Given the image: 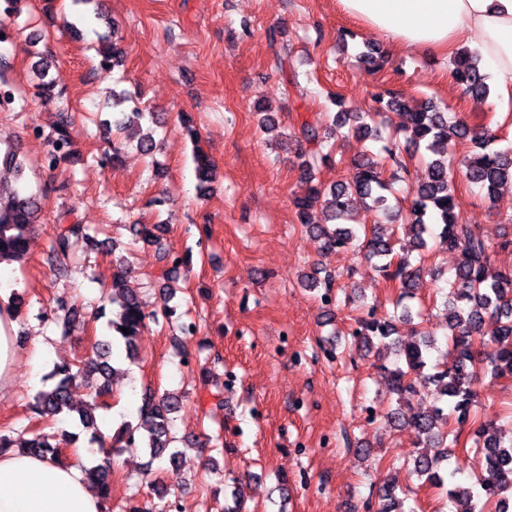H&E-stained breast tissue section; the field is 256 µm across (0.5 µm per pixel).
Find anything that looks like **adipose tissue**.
<instances>
[{
	"label": "adipose tissue",
	"mask_w": 512,
	"mask_h": 512,
	"mask_svg": "<svg viewBox=\"0 0 512 512\" xmlns=\"http://www.w3.org/2000/svg\"><path fill=\"white\" fill-rule=\"evenodd\" d=\"M393 52L449 55L476 44L481 66L502 92L512 91V0H339ZM17 315L0 304V392L17 367ZM89 455L78 448L63 463L21 453L0 455V512H102L85 474Z\"/></svg>",
	"instance_id": "ef3b65f1"
}]
</instances>
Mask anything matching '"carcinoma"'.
<instances>
[{
  "instance_id": "carcinoma-1",
  "label": "carcinoma",
  "mask_w": 512,
  "mask_h": 512,
  "mask_svg": "<svg viewBox=\"0 0 512 512\" xmlns=\"http://www.w3.org/2000/svg\"><path fill=\"white\" fill-rule=\"evenodd\" d=\"M103 15L96 12L83 15V22L93 26V43L101 56V69L109 72L123 58L116 27H97ZM39 83L36 95L44 100L58 97L53 80L49 79L50 64L44 57L37 62ZM453 76L472 96L489 93L486 77L477 67V55L462 50L453 60ZM377 102L399 110L407 116L404 128L406 143L414 150L431 151L436 158L428 162L429 177L409 192V196L391 203L388 193L391 183L384 178L382 165L370 156L355 162L356 173L352 181L324 187L316 181L317 167L331 159L325 142L341 129L362 139L380 137L374 114L366 112H339L334 127L328 133L305 121L298 132L300 183L305 193L295 197L293 205L300 224L321 238L328 249L345 250L357 247L374 262L383 273L385 281L401 289L395 307L400 314L378 313L377 308H367L366 315L355 319L356 327L350 330L357 345L370 348L379 345L397 352L403 364L389 368L380 366L387 374L390 390L397 395V407L388 417L413 430L416 444L422 446L413 459L414 471L431 485L443 488L447 500L454 505L452 512H509L512 493V436L492 426L477 422L475 381L482 375L494 379L512 378V265L494 273L489 272L491 234L479 224H460L456 219V190L449 176L450 162L455 159L457 146L470 144L461 156L460 170L464 181L479 188L489 199L503 184L512 182V153L491 147L492 138L469 129L459 120H448L447 113L432 100L411 105L394 91L379 96ZM150 120L159 124L158 118L143 106L120 112L114 125L124 130L131 125L142 126ZM71 120L63 112L50 137V150L45 163L54 167L75 153V142L70 132ZM198 189L211 181L214 164L203 154L194 156ZM0 164L23 177L26 164L15 146L0 139ZM366 208L382 212L395 221L390 234L380 231V225L358 227L352 224L355 202ZM321 205L328 212L327 224H314L309 211ZM40 203L34 194L19 188L7 190L0 184V262H23L39 223ZM154 224H135L132 227L136 242L155 247L156 261L162 277H169L171 269L185 263L184 258L170 250L156 234ZM435 239V247L456 252L457 265L448 271L445 294L448 329V363L432 362L431 351L436 339L423 326V313L404 303L412 298V287L420 276L430 270L428 260L431 249L427 237ZM89 228L84 224H59L52 238L47 262L57 277H65L79 247L90 240ZM129 267L121 261L115 267L111 284L105 286L102 300L112 306V317L107 320V335L94 339L89 354L76 362L54 365L49 379L54 384L38 391L30 409L40 420L53 422L61 416L78 422L88 434L90 447L98 448L107 458L106 463L88 470L101 497L109 498L112 491V451L115 448H145L151 459L168 457L176 465L182 454L173 446V417L180 404L175 393L162 395L147 388L141 395L138 407L139 423L125 425L120 431L105 439L97 425L95 412L106 407L104 399L111 392L109 377L117 371L113 363L116 344L132 352L136 338L146 327V320L157 319L146 311L136 292L127 287ZM305 286L322 289L326 299L335 289L346 291L347 285L337 283L336 276L315 274L305 276ZM80 316L76 305L58 301V312L46 317L60 336L71 335ZM416 322L414 336L407 342L397 338L396 322ZM493 329H486L487 325ZM127 331H122V328ZM487 336L484 349L474 350L472 338ZM84 383L90 390L91 401L78 405L70 396L76 382ZM430 383L435 386L438 404L427 413L414 410L413 400L419 387ZM477 425L476 464L480 476L476 483L463 485L456 482L460 471L458 459L448 451V445L459 444L460 433L466 424ZM78 436L73 433L32 434L20 443L24 453L59 460L66 447L74 445ZM379 512H404L402 501L392 485L381 488Z\"/></svg>"
}]
</instances>
